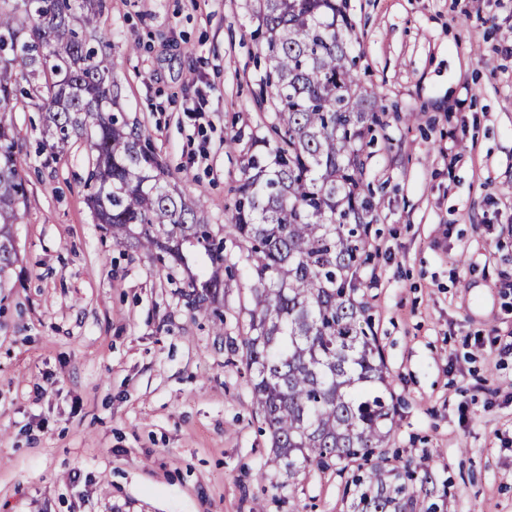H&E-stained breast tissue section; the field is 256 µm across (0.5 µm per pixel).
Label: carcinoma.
<instances>
[{
	"instance_id": "cac0c4a2",
	"label": "carcinoma",
	"mask_w": 512,
	"mask_h": 512,
	"mask_svg": "<svg viewBox=\"0 0 512 512\" xmlns=\"http://www.w3.org/2000/svg\"><path fill=\"white\" fill-rule=\"evenodd\" d=\"M105 0H0V289L18 260L13 226L27 201L18 142L6 114L18 102L44 113L50 158L74 137L88 146L86 201L116 245L155 258L170 280L185 252L202 250L215 272L190 275L181 296L212 312L221 271L250 281L241 336L256 412L271 440L266 464L293 477L361 460L352 512H402L415 491L378 449L396 407L360 271L380 202L367 182L366 139L384 130L386 106L360 84L345 0H254L251 20L266 63L274 143L238 131L242 179L225 204L224 239L201 221L199 200L169 180L163 158L129 122L112 78L109 41L97 30Z\"/></svg>"
}]
</instances>
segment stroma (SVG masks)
Returning a JSON list of instances; mask_svg holds the SVG:
<instances>
[{
    "label": "stroma",
    "mask_w": 512,
    "mask_h": 512,
    "mask_svg": "<svg viewBox=\"0 0 512 512\" xmlns=\"http://www.w3.org/2000/svg\"><path fill=\"white\" fill-rule=\"evenodd\" d=\"M346 7L361 83L387 107L361 277L397 401L388 455L427 478L418 512H512V354L493 342L512 334V0ZM248 10L107 0L99 23L127 117L228 254L242 157L224 139L268 133ZM7 119L27 202L0 291V512H350L352 469L265 466L245 278L227 283L223 327L188 309L159 264L105 238L84 142L50 161L39 112Z\"/></svg>",
    "instance_id": "1"
}]
</instances>
